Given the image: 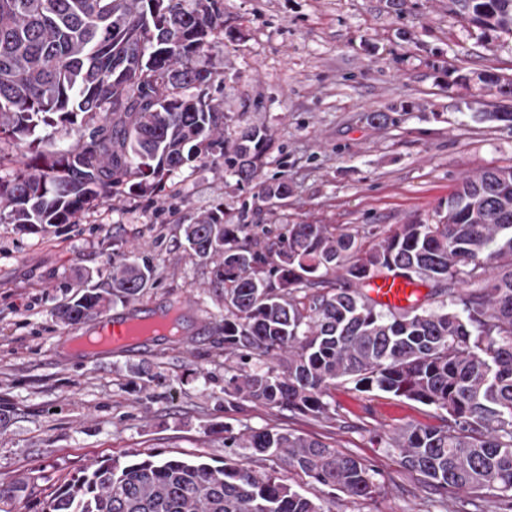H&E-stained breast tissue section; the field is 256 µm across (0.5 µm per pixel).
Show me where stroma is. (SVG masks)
Segmentation results:
<instances>
[{"label":"stroma","instance_id":"stroma-1","mask_svg":"<svg viewBox=\"0 0 512 512\" xmlns=\"http://www.w3.org/2000/svg\"><path fill=\"white\" fill-rule=\"evenodd\" d=\"M224 52L202 57L223 72L225 112L268 128L266 177L291 192L250 215L245 234L265 245L298 222L383 233L436 212L465 174L512 166V97L484 89L483 71L512 76V36L461 21L450 0H221ZM247 192L219 164L184 171L156 197L123 195L75 224L28 231L0 223V479L29 473L42 488L100 460L203 457L223 464L224 436L280 426L362 459L382 494L326 496L330 512H496L489 494L441 497L372 442L434 410L382 392L337 387L326 424L224 394L237 362L224 357V293L212 261L183 232L215 206L238 211ZM150 258L138 296L111 305L185 302V334L84 359L71 344L83 324L57 322L64 298L104 287L113 254Z\"/></svg>","mask_w":512,"mask_h":512}]
</instances>
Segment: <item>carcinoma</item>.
<instances>
[{
  "label": "carcinoma",
  "mask_w": 512,
  "mask_h": 512,
  "mask_svg": "<svg viewBox=\"0 0 512 512\" xmlns=\"http://www.w3.org/2000/svg\"><path fill=\"white\" fill-rule=\"evenodd\" d=\"M0 0V142L22 167L4 170L0 208L10 223L75 224L124 193L151 195L195 163H222L262 202L288 198V180L263 179L268 130L241 125L216 102L224 78L198 58L224 46L220 0ZM462 21L512 35V0H450ZM479 80L512 95V78ZM236 126L235 137L224 129ZM249 208L221 206L186 225L190 249L215 262L224 285V353L239 360L224 394L330 422L332 389L351 383L439 410L376 435L440 494L487 490L512 509V167L465 176L430 224H399L361 242L359 230L283 225L266 250L240 238ZM400 271L424 300L379 307L363 288ZM336 284L324 291L312 287ZM144 257L112 261L108 287L56 309L83 322L111 300L143 292ZM436 304L427 308L424 303ZM300 472L321 493L381 495L363 461L271 426L224 438ZM36 512H325L321 497L237 454L224 465L177 456L107 459L49 493L37 478L0 480V504Z\"/></svg>",
  "instance_id": "obj_1"
}]
</instances>
